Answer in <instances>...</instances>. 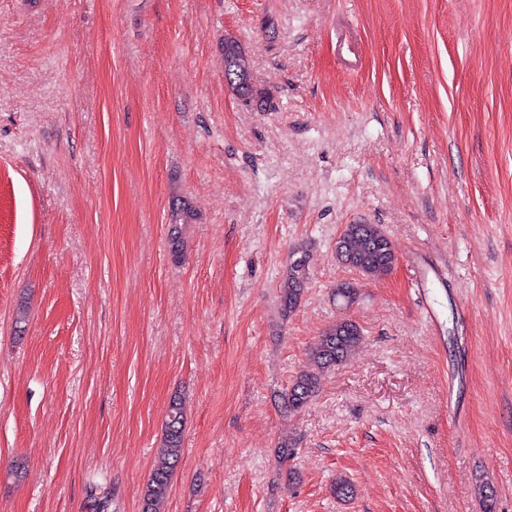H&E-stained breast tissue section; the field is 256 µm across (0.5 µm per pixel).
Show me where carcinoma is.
Returning a JSON list of instances; mask_svg holds the SVG:
<instances>
[{
	"label": "carcinoma",
	"mask_w": 512,
	"mask_h": 512,
	"mask_svg": "<svg viewBox=\"0 0 512 512\" xmlns=\"http://www.w3.org/2000/svg\"><path fill=\"white\" fill-rule=\"evenodd\" d=\"M224 73L235 78L227 83L229 90L250 103L263 105L266 99L254 89L251 66L242 44L230 35L222 43ZM198 213L193 203L184 197H175L169 211L168 245L171 255L183 256L184 229L195 223ZM340 263L356 264L364 278H374L391 271L394 250L391 241L377 224H347L340 245L335 248ZM309 264L290 263L279 284V314L286 319L300 305L309 280ZM363 333L354 321L342 318L330 325L311 347L304 369L279 394L288 411L304 408L317 395L324 373L343 365L356 350ZM161 439V449L142 491L141 512H161L171 478L181 456L184 434V404L180 396L171 398ZM484 512H495L496 490L489 483L477 485Z\"/></svg>",
	"instance_id": "cac0c4a2"
}]
</instances>
